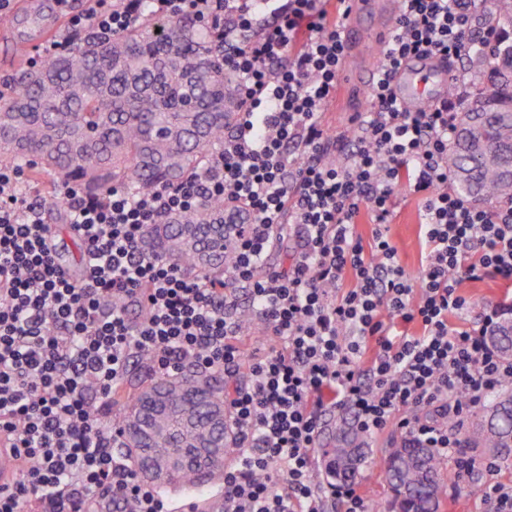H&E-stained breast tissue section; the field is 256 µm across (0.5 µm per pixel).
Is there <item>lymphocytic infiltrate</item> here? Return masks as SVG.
Instances as JSON below:
<instances>
[{
	"label": "lymphocytic infiltrate",
	"instance_id": "lymphocytic-infiltrate-1",
	"mask_svg": "<svg viewBox=\"0 0 512 512\" xmlns=\"http://www.w3.org/2000/svg\"><path fill=\"white\" fill-rule=\"evenodd\" d=\"M349 0H86L69 35L45 49L70 52L72 32L109 37L142 13L191 16L236 78L239 120L224 153L199 178L130 196L113 189L64 195L84 243L72 278L58 263L42 207L22 171L0 164V440L22 460L0 512H166L116 454L121 424L112 391L133 355L153 354L151 376L187 366L223 372L235 463L224 471V512H372L358 483L318 481L312 466L324 417L336 413L370 436L398 431L480 475L489 512H512V480L468 448L462 429L485 398L512 380L489 340L497 309L476 313L462 280L512 283V203L475 204L452 187L448 165L454 94L406 111L391 85L412 57L455 64L487 56L502 28L478 29L482 0H401L384 66L347 134L322 113L336 89ZM418 202L424 230L418 278L389 236L395 199ZM204 197L243 207L224 281L146 257L149 225ZM372 226L363 238L360 218ZM303 244L287 269L265 256L287 226ZM245 292L266 338L245 352L237 294ZM144 315L130 323L125 305ZM454 417V427L443 420Z\"/></svg>",
	"mask_w": 512,
	"mask_h": 512
}]
</instances>
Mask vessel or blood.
<instances>
[{"mask_svg": "<svg viewBox=\"0 0 512 512\" xmlns=\"http://www.w3.org/2000/svg\"><path fill=\"white\" fill-rule=\"evenodd\" d=\"M36 10L27 17L29 30L17 38L18 61H26L30 52L50 42L60 32L67 20L66 12L59 0H34ZM382 10L380 0H351V12L342 29L345 55H361L368 63L362 69L341 67L337 82L338 97H345L353 88L360 87L378 73L373 62L388 44L393 32V23L376 25L375 20ZM455 75L452 66L435 59L411 62L398 72L394 91L398 101L406 108L417 110L441 101L448 93V86ZM21 473L20 460L15 453L0 450V491L9 492Z\"/></svg>", "mask_w": 512, "mask_h": 512, "instance_id": "1", "label": "vessel or blood"}]
</instances>
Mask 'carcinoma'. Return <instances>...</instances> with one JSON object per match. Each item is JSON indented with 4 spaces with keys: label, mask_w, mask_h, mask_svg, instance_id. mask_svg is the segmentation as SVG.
<instances>
[{
    "label": "carcinoma",
    "mask_w": 512,
    "mask_h": 512,
    "mask_svg": "<svg viewBox=\"0 0 512 512\" xmlns=\"http://www.w3.org/2000/svg\"><path fill=\"white\" fill-rule=\"evenodd\" d=\"M480 82L451 149L456 190L492 204L512 196V79ZM234 76L193 20L144 15L111 38L85 36L77 47L28 72L0 101V163L40 169L57 187L77 183L102 195L116 188L143 193L204 173L224 150V133L235 126L239 102ZM232 209L204 197L196 208L147 229L146 253L182 269L224 278L229 242L237 231ZM512 361V309L490 336ZM199 375L143 381L112 399L122 423L136 416L145 428L143 451L124 448L139 474L178 455L194 454V441L221 436L215 414L224 408V380L206 376L209 390L193 388ZM489 397L464 437L512 468V382ZM357 430L336 429L322 446L324 480L360 474ZM212 473L194 465L177 469L164 488L190 490ZM386 479L399 496L398 512H437L447 489L440 461L427 448L389 449Z\"/></svg>",
    "instance_id": "obj_1"
}]
</instances>
